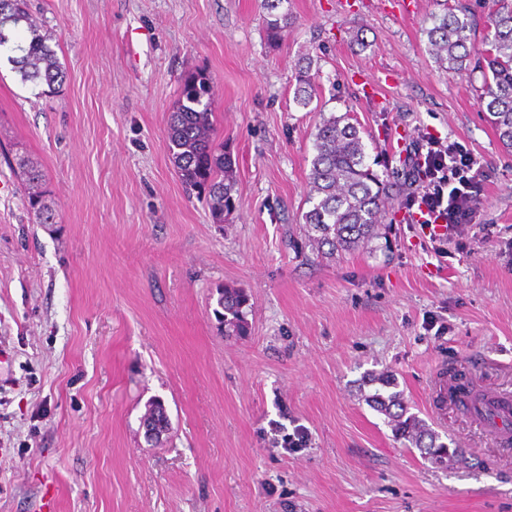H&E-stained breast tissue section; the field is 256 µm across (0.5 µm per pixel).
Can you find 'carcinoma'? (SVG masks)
<instances>
[{
	"mask_svg": "<svg viewBox=\"0 0 512 512\" xmlns=\"http://www.w3.org/2000/svg\"><path fill=\"white\" fill-rule=\"evenodd\" d=\"M290 25L288 14L274 15L267 21L266 36L275 45ZM488 34L482 44L475 43L476 23L469 10L457 2L446 8L438 22L427 31L429 54L438 67L452 75L480 72L483 85L481 103L489 122L506 149H512V0H496L487 14ZM21 29L24 38L10 48L12 70L23 83L50 88L65 80V72L49 44L51 36L27 10L26 0H0V48L7 47L8 32ZM313 59L305 58L298 68L295 102L308 106L317 93ZM211 78L203 71L185 77L180 85L174 110L168 117L169 152L182 184L206 199L216 223L235 208L234 163L224 145L213 138ZM21 176L33 192L28 195V211L38 224L56 223V210L45 203L35 187L42 181L40 170L19 164ZM308 203L302 215L305 237L317 251L327 254L351 252L367 245L379 235L387 204L394 200L393 185L366 162L365 144L359 127L348 115L322 119L314 138V155L308 175ZM247 295L240 289L219 290L217 312L224 333L243 335L247 321L243 307ZM466 374L458 372L453 386L456 401L473 417L484 419L496 409L512 414V403L488 398L470 389ZM384 390L367 397V402L388 419L396 436L420 451L434 464L467 462L466 450L448 448L439 434L409 412L403 392L396 390L395 379L379 377ZM168 429L169 419L163 402L151 401L143 424Z\"/></svg>",
	"mask_w": 512,
	"mask_h": 512,
	"instance_id": "1",
	"label": "carcinoma"
}]
</instances>
